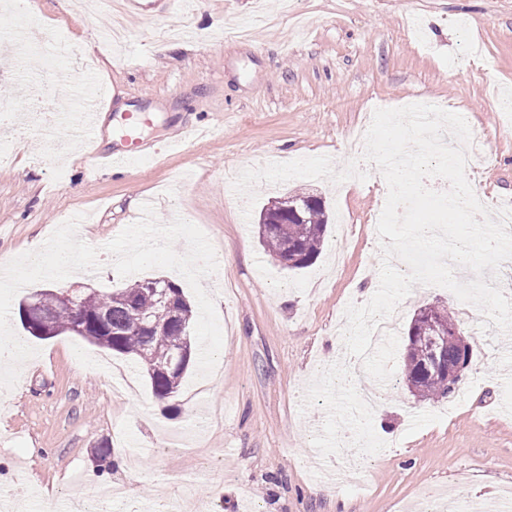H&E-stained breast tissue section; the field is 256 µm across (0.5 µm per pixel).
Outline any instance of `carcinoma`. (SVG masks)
<instances>
[{
  "instance_id": "1",
  "label": "carcinoma",
  "mask_w": 512,
  "mask_h": 512,
  "mask_svg": "<svg viewBox=\"0 0 512 512\" xmlns=\"http://www.w3.org/2000/svg\"><path fill=\"white\" fill-rule=\"evenodd\" d=\"M326 228L327 218L322 198L298 192L288 195L284 207L269 214V223L259 225V236L270 254L288 255V260L292 261L289 268L299 270L312 265L318 258ZM158 280L162 288H175V308L178 312L175 319H166L156 297L143 287L142 279L115 291H74L70 307L60 305L54 293L43 289L32 293L30 298L38 302L41 308L53 311L56 324L60 327L71 325L75 309L94 317L106 318L110 333L104 334L95 329L91 331L88 340L142 363L153 394L163 400L174 397L190 364L164 371L160 369V364L182 346L194 347V314L181 288L162 276ZM146 316L155 322L148 330L141 327ZM424 354L425 347L422 346L405 355V381L413 383L417 393L424 399L448 397L455 392V383L426 372L422 367Z\"/></svg>"
}]
</instances>
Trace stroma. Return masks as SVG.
<instances>
[{"mask_svg":"<svg viewBox=\"0 0 512 512\" xmlns=\"http://www.w3.org/2000/svg\"><path fill=\"white\" fill-rule=\"evenodd\" d=\"M48 32L77 64L95 59L92 82L107 103L103 150L121 137L113 118L144 107L141 137L153 158L91 171L83 138L89 113L73 120L62 147L43 135L0 133V256L25 253L77 213L78 235L101 250L99 272L79 282L125 287L102 247L138 221L153 200L160 222L186 217L212 242L218 270L204 279L222 296L223 345L213 373L187 372L175 397L157 400L133 359L62 333L29 336L38 348L18 383L0 390V497L32 505L97 498L114 485L122 512H428L452 490L444 512H467L489 494L512 491V336L481 331L480 312L447 289L414 286L400 304L399 329L420 308L443 305L473 346L456 392L423 401L395 372L374 410L382 452L322 459L311 444L325 411L301 409L309 381L344 356L336 338L346 306L373 295L381 258L376 233L387 184L294 179L261 183L245 220L232 181L244 168L327 156L350 158L347 143L372 104L435 99L485 139L489 160L467 177L489 208L512 200V0H194L190 12L125 17L119 48L104 51L108 15L33 0ZM292 192L323 198L328 215L316 262L290 270L269 256L257 213ZM108 443L123 467L83 477ZM337 474L321 493V463Z\"/></svg>","mask_w":512,"mask_h":512,"instance_id":"1","label":"stroma"}]
</instances>
